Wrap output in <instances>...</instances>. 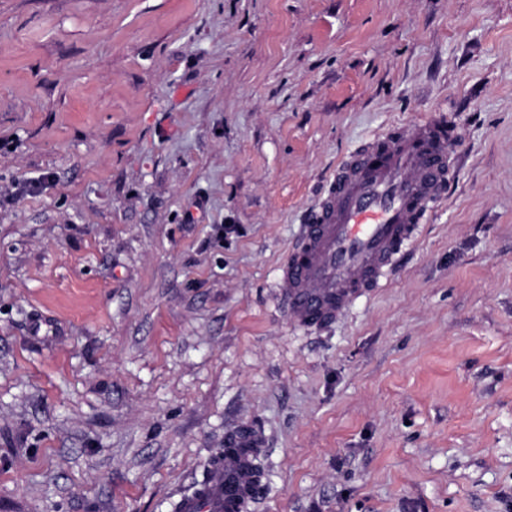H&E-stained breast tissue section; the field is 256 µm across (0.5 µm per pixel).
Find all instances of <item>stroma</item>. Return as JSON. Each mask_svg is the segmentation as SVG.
Here are the masks:
<instances>
[{
	"label": "stroma",
	"mask_w": 512,
	"mask_h": 512,
	"mask_svg": "<svg viewBox=\"0 0 512 512\" xmlns=\"http://www.w3.org/2000/svg\"><path fill=\"white\" fill-rule=\"evenodd\" d=\"M435 114L445 200L299 325L327 177ZM244 424L246 512H512V0H0V512H172ZM231 447L224 448L226 453L244 455L248 450L256 448L255 455L258 458L260 448H264V439L259 431L251 426H243L238 429L229 441Z\"/></svg>",
	"instance_id": "stroma-1"
}]
</instances>
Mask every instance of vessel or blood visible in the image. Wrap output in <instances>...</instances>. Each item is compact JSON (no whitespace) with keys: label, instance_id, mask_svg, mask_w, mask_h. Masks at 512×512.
<instances>
[{"label":"vessel or blood","instance_id":"1","mask_svg":"<svg viewBox=\"0 0 512 512\" xmlns=\"http://www.w3.org/2000/svg\"><path fill=\"white\" fill-rule=\"evenodd\" d=\"M455 133L435 118L374 137L336 167L311 220L281 265L288 309L305 326L333 322L380 287L397 256L445 197L455 175ZM253 486L250 470L213 458L202 494L181 512H232Z\"/></svg>","mask_w":512,"mask_h":512}]
</instances>
